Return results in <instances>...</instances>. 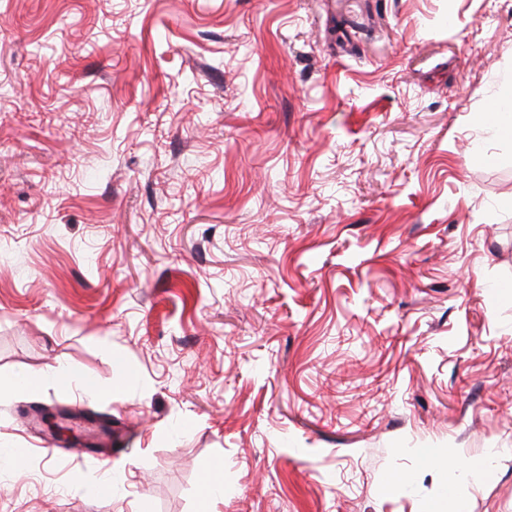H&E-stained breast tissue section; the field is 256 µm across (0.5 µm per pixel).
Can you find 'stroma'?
Here are the masks:
<instances>
[{
	"instance_id": "1",
	"label": "stroma",
	"mask_w": 512,
	"mask_h": 512,
	"mask_svg": "<svg viewBox=\"0 0 512 512\" xmlns=\"http://www.w3.org/2000/svg\"><path fill=\"white\" fill-rule=\"evenodd\" d=\"M511 77L512 0H0V379L94 385L0 512H512ZM489 119L495 124L496 131L504 136L512 135V79L502 83L491 101ZM46 379L64 380L68 384L75 385L85 391L93 390V386L81 375L66 369H52L48 372L31 376L27 379L29 387H37Z\"/></svg>"
}]
</instances>
